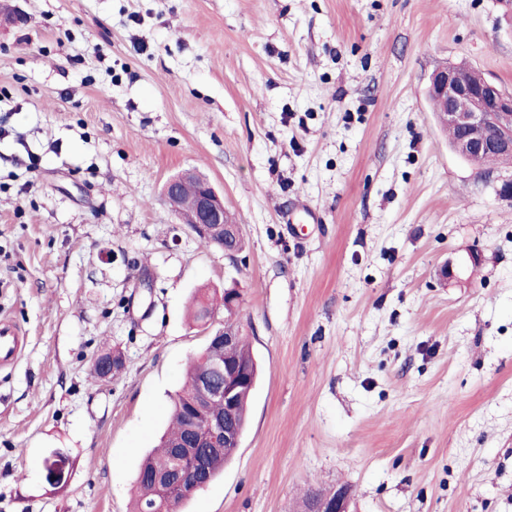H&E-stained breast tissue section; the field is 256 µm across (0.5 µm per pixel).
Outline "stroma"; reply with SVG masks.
Masks as SVG:
<instances>
[{
  "label": "stroma",
  "mask_w": 512,
  "mask_h": 512,
  "mask_svg": "<svg viewBox=\"0 0 512 512\" xmlns=\"http://www.w3.org/2000/svg\"><path fill=\"white\" fill-rule=\"evenodd\" d=\"M8 3L0 319L23 350L0 367V512H130L224 324L190 300L231 286L262 372L184 512L340 488L348 512H512V168L456 154L426 95L458 63L512 92L498 0ZM186 168L235 216L236 260L163 201ZM112 352L122 373L93 376Z\"/></svg>",
  "instance_id": "obj_1"
}]
</instances>
